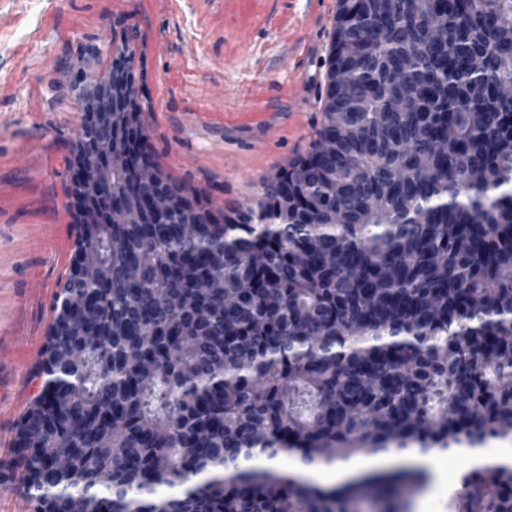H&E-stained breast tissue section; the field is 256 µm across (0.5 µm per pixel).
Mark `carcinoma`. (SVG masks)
<instances>
[{"mask_svg":"<svg viewBox=\"0 0 512 512\" xmlns=\"http://www.w3.org/2000/svg\"><path fill=\"white\" fill-rule=\"evenodd\" d=\"M134 54L114 56L106 111L136 116L111 142L90 141L101 85L77 95L69 167L112 168V199L88 196L93 224L76 215L19 424L28 474L75 449L54 512L102 477L112 512H408L428 482L415 465L322 486L255 462L511 440L512 0H339L328 80L353 86L355 111L327 97L308 154L233 224L154 157ZM91 294L93 342L72 315ZM449 509L512 512V464L464 473Z\"/></svg>","mask_w":512,"mask_h":512,"instance_id":"1","label":"carcinoma"}]
</instances>
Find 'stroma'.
Instances as JSON below:
<instances>
[{
	"mask_svg": "<svg viewBox=\"0 0 512 512\" xmlns=\"http://www.w3.org/2000/svg\"><path fill=\"white\" fill-rule=\"evenodd\" d=\"M337 11L338 0H283L245 39L224 0H0V512H33L15 443L77 234L75 77L101 79L136 30L156 159L212 208L243 211L316 138ZM91 45L102 62L88 63Z\"/></svg>",
	"mask_w": 512,
	"mask_h": 512,
	"instance_id": "35a3bbf8",
	"label": "stroma"
}]
</instances>
